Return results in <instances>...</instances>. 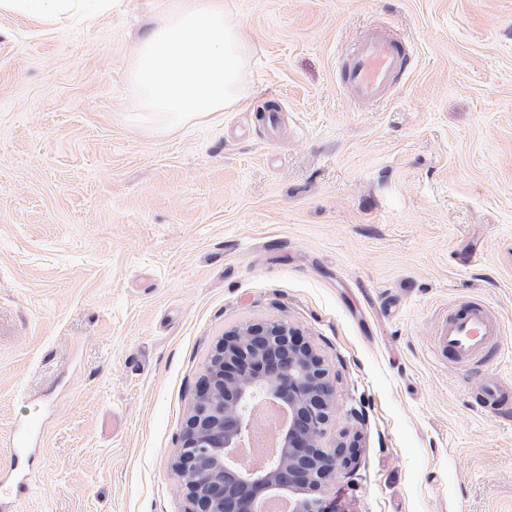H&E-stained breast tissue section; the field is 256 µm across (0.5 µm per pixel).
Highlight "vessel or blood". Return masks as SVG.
Masks as SVG:
<instances>
[{"instance_id": "b4317fda", "label": "vessel or blood", "mask_w": 512, "mask_h": 512, "mask_svg": "<svg viewBox=\"0 0 512 512\" xmlns=\"http://www.w3.org/2000/svg\"><path fill=\"white\" fill-rule=\"evenodd\" d=\"M410 62L411 54L403 43L386 29L372 28L344 53L339 69L340 87L357 102H379L394 90ZM501 334L498 317L486 305L457 307L438 323L431 339L432 354L469 363L495 344ZM40 429V421L31 418L21 422L4 440L11 458L0 463V512H12L17 494L24 487L15 474L18 461L30 453Z\"/></svg>"}]
</instances>
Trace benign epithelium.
<instances>
[{
  "mask_svg": "<svg viewBox=\"0 0 512 512\" xmlns=\"http://www.w3.org/2000/svg\"><path fill=\"white\" fill-rule=\"evenodd\" d=\"M277 402L288 423L277 427L281 452L260 466L240 461V442L257 427V407ZM336 416L330 371L297 328L248 322L217 344L186 420L175 466L191 512H258L286 492L293 512H330L324 487L356 459V446H322Z\"/></svg>",
  "mask_w": 512,
  "mask_h": 512,
  "instance_id": "benign-epithelium-1",
  "label": "benign epithelium"
}]
</instances>
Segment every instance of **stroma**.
Instances as JSON below:
<instances>
[{
	"label": "stroma",
	"instance_id": "obj_1",
	"mask_svg": "<svg viewBox=\"0 0 512 512\" xmlns=\"http://www.w3.org/2000/svg\"><path fill=\"white\" fill-rule=\"evenodd\" d=\"M169 2L0 12V434L43 424L20 512H190L199 381L260 320L331 369L336 512H512V0H224L249 100L160 128L131 70ZM377 25L412 70L361 105L339 63ZM469 301L500 351L433 360Z\"/></svg>",
	"mask_w": 512,
	"mask_h": 512
}]
</instances>
